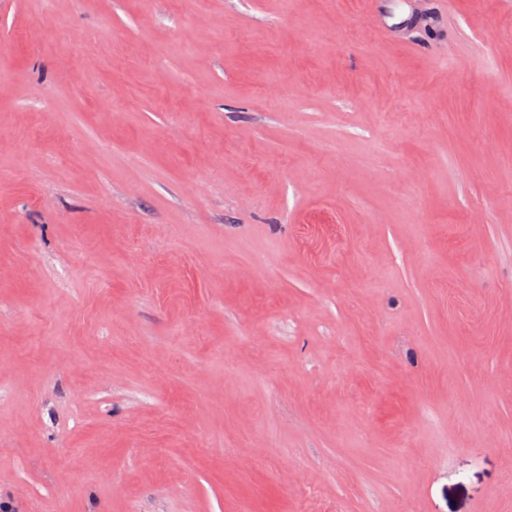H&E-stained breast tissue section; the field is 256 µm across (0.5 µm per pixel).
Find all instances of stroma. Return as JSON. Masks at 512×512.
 <instances>
[{
    "label": "stroma",
    "mask_w": 512,
    "mask_h": 512,
    "mask_svg": "<svg viewBox=\"0 0 512 512\" xmlns=\"http://www.w3.org/2000/svg\"><path fill=\"white\" fill-rule=\"evenodd\" d=\"M511 483L512 0H0V490Z\"/></svg>",
    "instance_id": "stroma-1"
}]
</instances>
